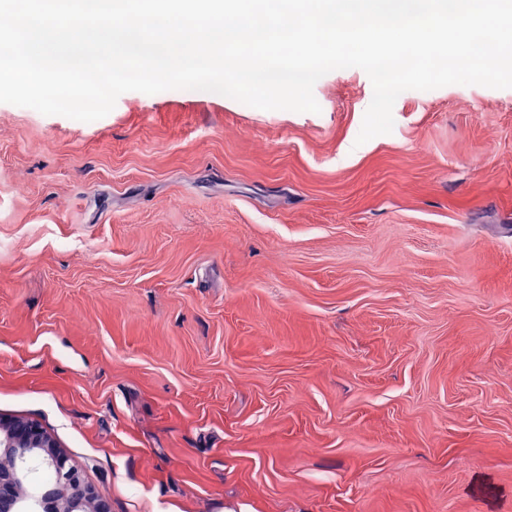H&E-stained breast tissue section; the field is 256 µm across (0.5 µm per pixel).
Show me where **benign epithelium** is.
<instances>
[{"label":"benign epithelium","instance_id":"benign-epithelium-1","mask_svg":"<svg viewBox=\"0 0 512 512\" xmlns=\"http://www.w3.org/2000/svg\"><path fill=\"white\" fill-rule=\"evenodd\" d=\"M0 512H109L94 491L65 469L57 440L38 423L0 421ZM56 474V483L43 485L36 467Z\"/></svg>","mask_w":512,"mask_h":512}]
</instances>
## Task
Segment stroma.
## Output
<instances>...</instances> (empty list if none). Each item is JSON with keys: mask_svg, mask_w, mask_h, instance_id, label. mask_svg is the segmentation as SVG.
Here are the masks:
<instances>
[{"mask_svg": "<svg viewBox=\"0 0 512 512\" xmlns=\"http://www.w3.org/2000/svg\"><path fill=\"white\" fill-rule=\"evenodd\" d=\"M0 103V419L110 512H512V88Z\"/></svg>", "mask_w": 512, "mask_h": 512, "instance_id": "1", "label": "stroma"}]
</instances>
